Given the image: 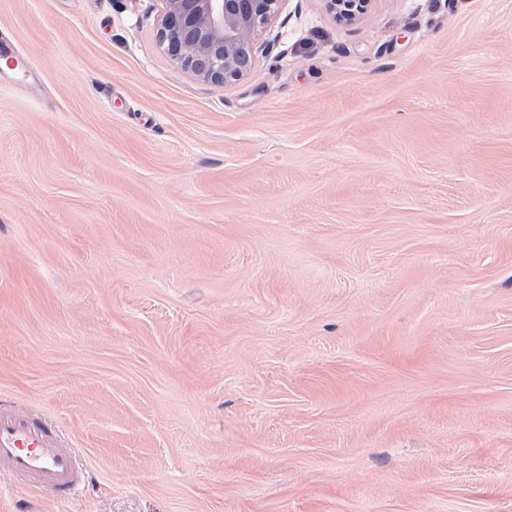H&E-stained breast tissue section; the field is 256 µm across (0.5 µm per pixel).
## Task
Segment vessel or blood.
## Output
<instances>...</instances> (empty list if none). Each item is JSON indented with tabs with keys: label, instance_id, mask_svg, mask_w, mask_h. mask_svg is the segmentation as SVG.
Listing matches in <instances>:
<instances>
[{
	"label": "vessel or blood",
	"instance_id": "obj_1",
	"mask_svg": "<svg viewBox=\"0 0 512 512\" xmlns=\"http://www.w3.org/2000/svg\"><path fill=\"white\" fill-rule=\"evenodd\" d=\"M87 466L59 430L37 412L0 399V478L8 476L40 493L79 495Z\"/></svg>",
	"mask_w": 512,
	"mask_h": 512
}]
</instances>
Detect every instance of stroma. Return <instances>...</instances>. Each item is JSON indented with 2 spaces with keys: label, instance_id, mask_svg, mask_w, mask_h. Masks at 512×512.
Instances as JSON below:
<instances>
[{
  "label": "stroma",
  "instance_id": "35a3bbf8",
  "mask_svg": "<svg viewBox=\"0 0 512 512\" xmlns=\"http://www.w3.org/2000/svg\"><path fill=\"white\" fill-rule=\"evenodd\" d=\"M162 0H0L6 512H512V0H287L244 80ZM326 2L339 19L351 21L366 11L370 0H326ZM86 471L53 424L0 399V479L9 476L37 492L67 498L83 491Z\"/></svg>",
  "mask_w": 512,
  "mask_h": 512
}]
</instances>
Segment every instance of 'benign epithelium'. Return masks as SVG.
Listing matches in <instances>:
<instances>
[{
	"label": "benign epithelium",
	"instance_id": "obj_1",
	"mask_svg": "<svg viewBox=\"0 0 512 512\" xmlns=\"http://www.w3.org/2000/svg\"><path fill=\"white\" fill-rule=\"evenodd\" d=\"M160 44L172 62L202 82L246 78L270 46L257 40L285 0H163ZM340 19L364 13L370 0H326Z\"/></svg>",
	"mask_w": 512,
	"mask_h": 512
}]
</instances>
